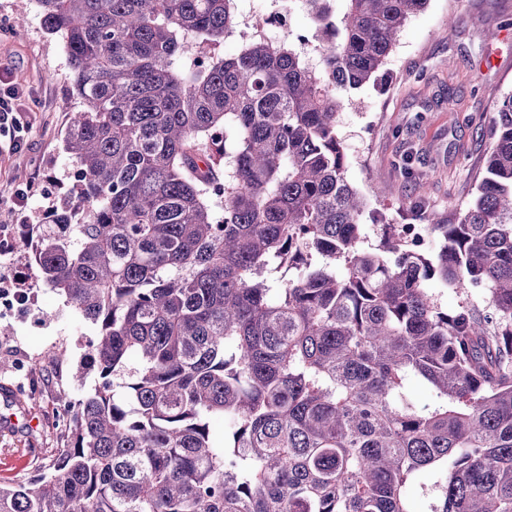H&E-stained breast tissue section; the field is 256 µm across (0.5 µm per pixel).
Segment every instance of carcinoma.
<instances>
[{
	"instance_id": "1",
	"label": "carcinoma",
	"mask_w": 512,
	"mask_h": 512,
	"mask_svg": "<svg viewBox=\"0 0 512 512\" xmlns=\"http://www.w3.org/2000/svg\"><path fill=\"white\" fill-rule=\"evenodd\" d=\"M238 2L37 0L82 109L19 250L101 383L0 512H512V95L440 249H364L338 114L428 0H305L311 29L228 54ZM430 291L436 295L442 307L448 309L458 305L461 301H467L476 308L486 311L488 309V295L483 288H472L465 294L456 293L438 281H430Z\"/></svg>"
}]
</instances>
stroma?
Segmentation results:
<instances>
[{
	"mask_svg": "<svg viewBox=\"0 0 512 512\" xmlns=\"http://www.w3.org/2000/svg\"><path fill=\"white\" fill-rule=\"evenodd\" d=\"M454 30H447V23ZM512 0H429L403 26L384 74L352 94L338 123L350 157V182L365 197L364 247L378 244L385 225L421 224L430 212L456 223L472 200L491 143L490 118L500 97L512 94ZM503 31L486 39L488 29ZM0 67L12 71L28 112L22 152L0 154V227L10 224L13 187L34 182L33 205L57 206L72 184L74 162L64 149L69 116L81 109L69 86L62 40L42 27L36 0H0ZM409 163L428 184L416 194L401 165ZM386 184L387 196L373 192ZM18 273L16 287L32 293L27 309L1 325L0 361L39 354L63 344L68 360L37 363L28 382L41 397L26 406L35 427L0 431V481L33 472L37 449L57 445V409L99 382L70 380L94 327L64 297L43 285L20 255L0 257V273Z\"/></svg>",
	"mask_w": 512,
	"mask_h": 512,
	"instance_id": "35a3bbf8",
	"label": "stroma"
}]
</instances>
